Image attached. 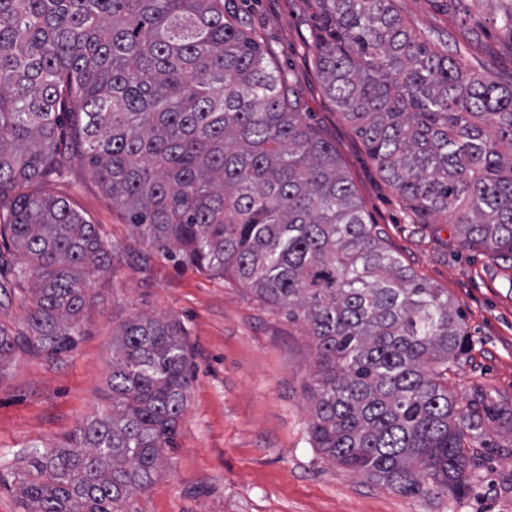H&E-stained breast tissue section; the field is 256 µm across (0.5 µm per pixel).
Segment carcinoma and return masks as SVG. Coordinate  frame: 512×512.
I'll list each match as a JSON object with an SVG mask.
<instances>
[{"mask_svg":"<svg viewBox=\"0 0 512 512\" xmlns=\"http://www.w3.org/2000/svg\"><path fill=\"white\" fill-rule=\"evenodd\" d=\"M316 69L418 222L512 261V82L470 71L393 0H310ZM82 152L142 243L229 277L309 330L313 447L404 495L465 490L483 397L448 363L472 346L448 294L366 222L336 148L307 126L224 0H0V267L35 282L28 343L70 351L115 246L36 191ZM17 338L0 325V364ZM191 380L176 322L138 316L112 343V408L35 451L24 512H130Z\"/></svg>","mask_w":512,"mask_h":512,"instance_id":"cac0c4a2","label":"carcinoma"}]
</instances>
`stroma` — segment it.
<instances>
[{
	"mask_svg": "<svg viewBox=\"0 0 512 512\" xmlns=\"http://www.w3.org/2000/svg\"><path fill=\"white\" fill-rule=\"evenodd\" d=\"M401 17L469 69L512 80V31L500 18L512 0H394ZM230 9L267 60L286 72L306 121L330 141L385 246L460 307L473 341L452 365L448 387L482 392L512 410V269L463 247L453 225L416 224L371 158L355 126L325 93L315 67L308 0H230ZM124 246L134 232L74 158L44 183ZM31 281L8 286L0 325L28 334ZM178 322L192 379L174 448L161 474L129 500L131 512H512V436L484 424L480 465L458 495H404L329 460L309 437L316 354L301 323L264 306L228 278L177 267L155 249L116 257L96 279L79 316L76 346L47 356L20 347L0 364V512H23L15 489L34 450L61 448L83 422L112 403V335L137 316Z\"/></svg>",
	"mask_w": 512,
	"mask_h": 512,
	"instance_id": "obj_1",
	"label": "stroma"
}]
</instances>
